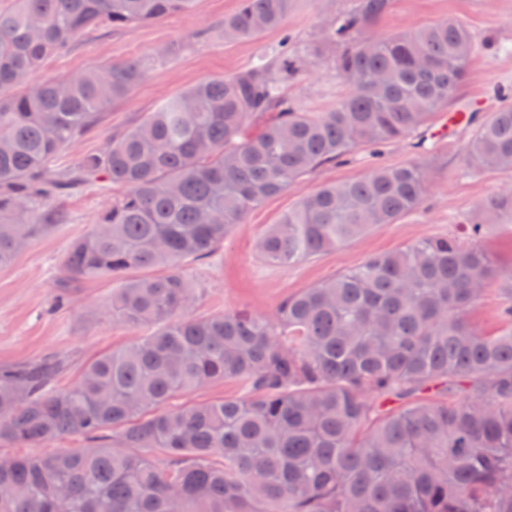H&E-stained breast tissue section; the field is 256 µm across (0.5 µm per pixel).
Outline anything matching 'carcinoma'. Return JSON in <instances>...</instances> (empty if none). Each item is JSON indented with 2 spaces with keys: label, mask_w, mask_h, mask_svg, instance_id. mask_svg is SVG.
I'll return each mask as SVG.
<instances>
[{
  "label": "carcinoma",
  "mask_w": 512,
  "mask_h": 512,
  "mask_svg": "<svg viewBox=\"0 0 512 512\" xmlns=\"http://www.w3.org/2000/svg\"><path fill=\"white\" fill-rule=\"evenodd\" d=\"M198 0H15L0 11V266L61 222L77 183L112 198L71 247V279L162 274L112 292V319L151 333L101 355L70 388L58 358L0 368V444H87L0 463V512H512V304L488 335L467 311L512 268L479 241L512 218V190L467 216L465 236H429L286 298L271 316L187 315L181 264L214 253L248 212L350 149L396 142L458 103L488 46L448 18L363 34L394 0H352L327 40L346 92L310 112L284 91L308 53L286 34L250 68L205 79L59 173V154L143 78L138 62L20 91L49 54L93 30L192 10ZM293 0H240L224 39L281 29ZM475 126L472 173L512 171V91ZM270 115L247 133L252 118ZM424 167L376 166L325 184L267 225L261 255L292 263L416 211ZM217 380L246 395L179 407ZM459 392L453 403L431 393ZM112 431V442L105 432Z\"/></svg>",
  "instance_id": "obj_1"
}]
</instances>
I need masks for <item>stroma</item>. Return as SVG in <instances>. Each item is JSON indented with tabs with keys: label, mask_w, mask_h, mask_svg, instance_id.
I'll return each instance as SVG.
<instances>
[{
	"label": "stroma",
	"mask_w": 512,
	"mask_h": 512,
	"mask_svg": "<svg viewBox=\"0 0 512 512\" xmlns=\"http://www.w3.org/2000/svg\"><path fill=\"white\" fill-rule=\"evenodd\" d=\"M350 0H297L288 15L286 31L309 51L308 66L290 79V98L316 112L336 102L345 83L334 67L333 48L324 44L329 18L345 10ZM239 0H199L189 13H179L129 27L100 29L72 41L53 54L29 85L43 79L70 77L97 66L146 63L144 78L125 97L112 100L96 129L62 153L55 167L74 168L104 141L134 128L147 112L166 98L205 79L220 78L247 69L262 50L278 45L283 32L270 30L239 41L224 38V19L233 15ZM455 18L488 41L489 50L471 61L460 95L471 100L483 95L484 113L496 109V89L512 87V0H395L390 14L370 29L373 37L404 33L437 20ZM472 127L456 129L452 140L442 141L430 154L417 149V135L389 145L380 154L353 149L346 160L326 163L304 175L287 192L252 209L212 255L184 262L196 288L190 313L195 317L247 310L273 313L287 296L313 287L361 265L368 257L396 250L427 236L460 233L464 215L499 191L512 187V171L471 174L464 164ZM416 162L429 173V191L420 208L396 223L383 224L362 237L328 253L290 264H273L260 254L257 243L267 225L319 187L360 177L374 166ZM112 196L111 188L82 186L58 197L65 216L36 235L0 267V367L36 362L55 356L63 370L58 386L77 382L96 356L118 350L144 329L113 321L106 307L122 278L108 275L84 278L62 291L67 275L63 262L72 246L92 228L99 211Z\"/></svg>",
	"instance_id": "stroma-1"
}]
</instances>
